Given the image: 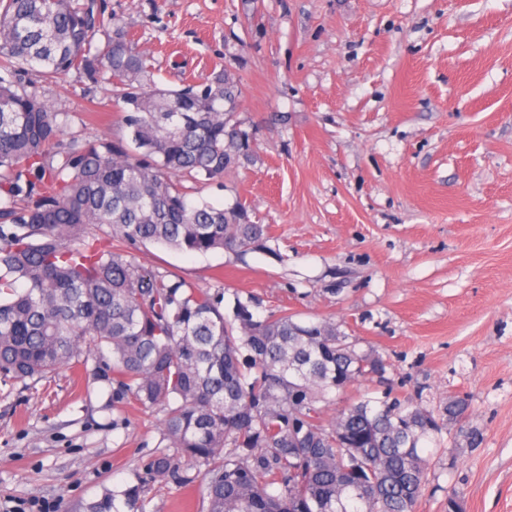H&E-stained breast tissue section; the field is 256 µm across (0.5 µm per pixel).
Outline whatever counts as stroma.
Returning a JSON list of instances; mask_svg holds the SVG:
<instances>
[{
	"instance_id": "35a3bbf8",
	"label": "stroma",
	"mask_w": 512,
	"mask_h": 512,
	"mask_svg": "<svg viewBox=\"0 0 512 512\" xmlns=\"http://www.w3.org/2000/svg\"><path fill=\"white\" fill-rule=\"evenodd\" d=\"M127 30L161 87L230 70L251 159L191 201L268 227L245 253L140 250L145 267L263 310L336 322L385 364L324 406L382 393L468 397L479 445L444 435L416 512H512V0H86ZM72 130L120 132L109 87L39 83ZM162 411L112 408L97 363L0 379V512H84L162 440ZM199 486L151 483L146 512H199Z\"/></svg>"
}]
</instances>
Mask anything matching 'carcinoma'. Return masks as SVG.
Here are the masks:
<instances>
[{
  "label": "carcinoma",
  "instance_id": "cac0c4a2",
  "mask_svg": "<svg viewBox=\"0 0 512 512\" xmlns=\"http://www.w3.org/2000/svg\"><path fill=\"white\" fill-rule=\"evenodd\" d=\"M74 71L111 86L126 134L64 133L72 123L37 89ZM238 80L157 87L122 30L96 24L79 0H0V373L39 378L110 358L112 406L163 412L162 441L135 483L84 512H145L159 477L202 474L206 512H416L421 444L465 429V396L438 410L365 398L327 422L331 391L385 372L336 323L252 297L198 288L143 266L162 245L206 254L265 247L239 203H192L183 181L208 184L249 160Z\"/></svg>",
  "mask_w": 512,
  "mask_h": 512
}]
</instances>
